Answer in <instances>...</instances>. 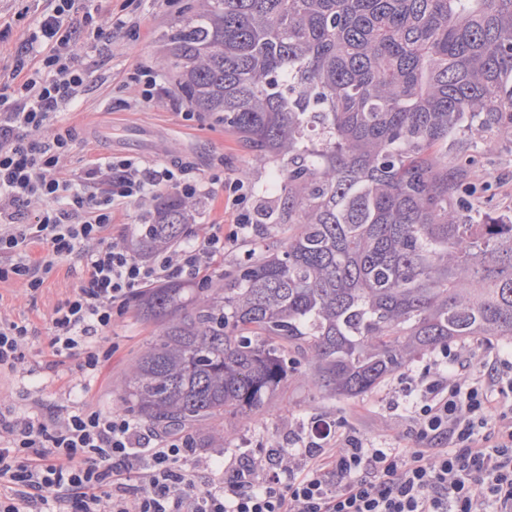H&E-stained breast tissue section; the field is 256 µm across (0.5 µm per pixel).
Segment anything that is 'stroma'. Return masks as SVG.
<instances>
[{"label":"stroma","mask_w":512,"mask_h":512,"mask_svg":"<svg viewBox=\"0 0 512 512\" xmlns=\"http://www.w3.org/2000/svg\"><path fill=\"white\" fill-rule=\"evenodd\" d=\"M50 0H0V67L7 69L18 57L29 29L49 7ZM133 11L135 30L114 33L87 49L80 63L90 74V85L81 101L68 110L65 126L74 134L73 160L107 157L112 147L129 138L138 128L168 141L173 156L187 163L193 175L209 178L220 175L233 178L244 174L257 191L249 202L255 224L251 238L229 245L224 252V266L244 260L247 254L288 234L284 224L262 223L259 209L266 196L263 186L269 181L271 167L258 161L238 136L202 118L195 123L183 122L167 98L138 104L127 81L141 64L156 65L158 39L176 18L177 11L166 0H100L101 15L119 13L123 7ZM485 142L473 146L469 138L448 144L449 157H473L469 172L479 189L476 207L484 212H512V137L488 132ZM83 276L77 259L61 262L52 277L37 293H29L20 284L0 285V314L28 323L31 337L27 346L28 361L18 373L0 375V398L16 405L26 403L27 392L39 393L43 409L60 404L73 407L90 405L101 410L121 408L120 383L143 345L153 336L156 326L143 319L133 306H126L111 332L99 339L101 347H113L112 356L104 361L96 376L86 377L74 359L55 369H48L49 319L76 288ZM397 379H389L371 393L350 400L312 395L296 377H288L261 414L250 426H242L232 416L223 423L203 428L209 445L195 451L201 462L197 476L220 478V470L231 460L228 446L243 448L246 458L265 459L270 453L269 438H278L282 447L292 448L295 437L305 435L312 421L340 425L376 441H386L404 448L411 440L403 435L398 413L390 407L398 391Z\"/></svg>","instance_id":"obj_1"}]
</instances>
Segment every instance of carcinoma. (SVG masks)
<instances>
[{
  "label": "carcinoma",
  "mask_w": 512,
  "mask_h": 512,
  "mask_svg": "<svg viewBox=\"0 0 512 512\" xmlns=\"http://www.w3.org/2000/svg\"><path fill=\"white\" fill-rule=\"evenodd\" d=\"M158 61L190 107L273 165L261 210L288 237L201 287L133 305L156 324L121 400L178 431L248 426L299 364L362 396L427 352L512 341V216L480 212L448 141L512 134V0H197ZM195 203L156 198L132 251L183 239Z\"/></svg>",
  "instance_id": "cac0c4a2"
}]
</instances>
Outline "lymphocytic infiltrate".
<instances>
[{"label":"lymphocytic infiltrate","instance_id":"f902f5d3","mask_svg":"<svg viewBox=\"0 0 512 512\" xmlns=\"http://www.w3.org/2000/svg\"><path fill=\"white\" fill-rule=\"evenodd\" d=\"M128 24L101 17L95 0H53L31 30L25 58L0 76V284L38 291L59 261L77 258L84 277L50 319L56 362L82 357L97 370L92 340L111 329L128 298L171 279L207 280L227 243L249 235L252 190L224 184L234 224L171 254L140 257L103 236L118 210L163 188L209 197L211 182L180 162L127 156L71 169V130L46 135L83 96L82 45ZM36 206L34 217L23 209ZM46 254L32 260L31 244ZM25 321L0 316V372L26 359ZM468 371H460L459 361ZM396 406L413 447L379 446L318 424L304 461L280 454L224 468L201 485L185 461L187 440L142 426L122 410L88 408L43 417L0 400V512H512V354L480 348L460 358L441 348L408 372Z\"/></svg>","mask_w":512,"mask_h":512}]
</instances>
